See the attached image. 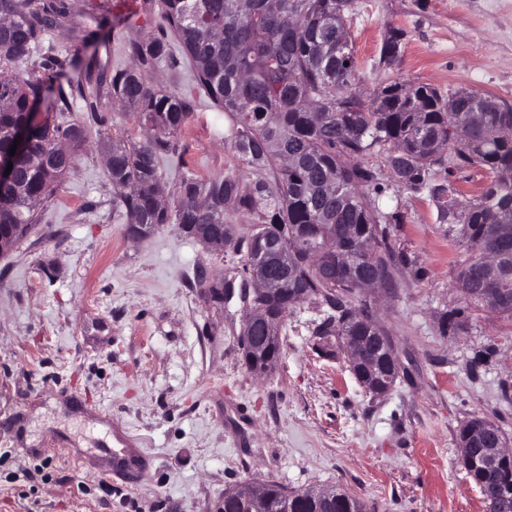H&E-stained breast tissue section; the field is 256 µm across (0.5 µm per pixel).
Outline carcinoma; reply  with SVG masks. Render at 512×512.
Returning <instances> with one entry per match:
<instances>
[{
    "instance_id": "1",
    "label": "carcinoma",
    "mask_w": 512,
    "mask_h": 512,
    "mask_svg": "<svg viewBox=\"0 0 512 512\" xmlns=\"http://www.w3.org/2000/svg\"><path fill=\"white\" fill-rule=\"evenodd\" d=\"M157 33L126 49L130 65L112 73V100L143 127L145 139L129 143L116 137L101 143L112 152L107 169L123 193L115 209L129 218L141 237L163 224H179L200 239L215 224L224 225V242L245 249L241 269L255 281L277 266L275 239L295 251L288 260V291L261 300L270 320L288 316L305 303L334 310L314 336L324 340L361 336L367 329L387 332L376 320L371 289L362 285L349 262L398 287L395 249L389 225L398 215L379 211L364 188L380 190L365 159L384 154L396 181L408 189L427 188L448 220V237L462 252L455 261V284L467 308L484 307L476 290L512 289V106L496 97L466 90L448 97L429 85L400 79L378 85L371 98L355 90L353 47L330 58L327 43L347 38L345 13L352 0H160ZM67 0H0V60L39 61L22 74L0 68V154H9L13 133L29 127L25 149L14 154L16 177L0 186V252L10 249L36 223L33 202L50 198L73 166H50L44 157L67 143L78 147L104 122L99 87L89 76L69 77L70 63L44 36L59 27ZM405 31L387 29L380 62L391 66L402 56ZM186 62L198 88L224 112V139L243 160L269 176L251 184L232 173L200 179L182 174L173 206L162 201L160 155L178 153L170 140L187 122L189 100L176 90L155 88L148 77L157 65ZM58 87V111L83 101L88 120L31 125L43 92ZM448 158H443V152ZM479 169L486 181L479 194L461 201L456 175ZM254 214L258 221L242 232L232 214ZM149 225V229L142 225ZM370 242L362 254L357 246ZM464 310H450L442 332L465 326ZM281 347L246 351L249 369L266 373L278 364ZM461 464L478 486L489 512H512V473L484 474L466 459ZM266 512H277L284 498L298 512H366L360 498L340 489L339 498L318 503L280 483H264Z\"/></svg>"
}]
</instances>
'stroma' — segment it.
<instances>
[{"label": "stroma", "mask_w": 512, "mask_h": 512, "mask_svg": "<svg viewBox=\"0 0 512 512\" xmlns=\"http://www.w3.org/2000/svg\"><path fill=\"white\" fill-rule=\"evenodd\" d=\"M71 2L74 23L47 44L73 71L94 62L103 135L141 140L138 122L113 106L109 79L128 64L127 43L153 33L155 0ZM104 15L112 33L90 44ZM346 19L363 92L399 78L512 105V0H353ZM391 26L406 37L388 68L379 59ZM152 79L192 105L174 136L182 166L162 164L168 191L186 170L257 180L187 65L159 66ZM76 154L37 224L0 255V512H222L226 489L270 477L291 490L343 489L368 512H485L457 433L485 416L512 447V318L474 310L466 329L441 333L444 313L464 299L454 286L459 247L428 189L398 185L371 156L384 187L371 199L401 214L392 234L407 259L396 292L374 305L401 365L376 398L340 345L316 346L323 310L311 304L285 318L276 368L252 372L240 336L254 284L237 275L239 255L176 224L131 237L112 208L105 158L91 142ZM204 277L231 280L232 298L212 301ZM111 440L148 457L138 485L107 474Z\"/></svg>", "instance_id": "35a3bbf8"}]
</instances>
